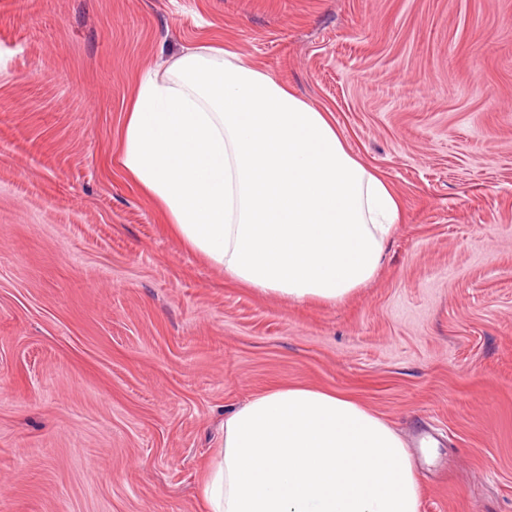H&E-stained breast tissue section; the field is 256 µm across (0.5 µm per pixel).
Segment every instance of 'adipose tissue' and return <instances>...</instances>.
<instances>
[{"label":"adipose tissue","mask_w":512,"mask_h":512,"mask_svg":"<svg viewBox=\"0 0 512 512\" xmlns=\"http://www.w3.org/2000/svg\"><path fill=\"white\" fill-rule=\"evenodd\" d=\"M112 164L226 278L339 304L381 266L398 196L329 113L215 38L137 77ZM402 439L358 400L278 386L224 420L203 512H420Z\"/></svg>","instance_id":"obj_1"}]
</instances>
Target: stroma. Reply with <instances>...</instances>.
<instances>
[{
	"instance_id": "1",
	"label": "stroma",
	"mask_w": 512,
	"mask_h": 512,
	"mask_svg": "<svg viewBox=\"0 0 512 512\" xmlns=\"http://www.w3.org/2000/svg\"><path fill=\"white\" fill-rule=\"evenodd\" d=\"M208 36L399 195L345 303L227 284L113 167L135 78ZM274 386L386 420L421 512H512V0H0V512H197Z\"/></svg>"
}]
</instances>
